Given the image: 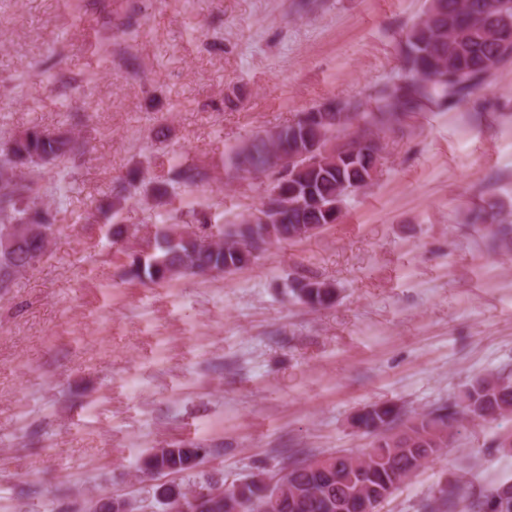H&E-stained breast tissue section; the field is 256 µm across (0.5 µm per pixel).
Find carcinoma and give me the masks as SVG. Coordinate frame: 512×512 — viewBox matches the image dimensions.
I'll use <instances>...</instances> for the list:
<instances>
[{
    "instance_id": "cac0c4a2",
    "label": "carcinoma",
    "mask_w": 512,
    "mask_h": 512,
    "mask_svg": "<svg viewBox=\"0 0 512 512\" xmlns=\"http://www.w3.org/2000/svg\"><path fill=\"white\" fill-rule=\"evenodd\" d=\"M511 59L512 0H427L424 18L405 34L399 82L381 91L379 111L360 112L350 101L330 100L282 126L284 139L277 146L257 136L226 149L225 166L236 175L265 174L277 147L318 150L336 137L338 112L358 122L359 138L380 133L384 125L427 102L445 104L465 97L493 72L490 62L500 66ZM78 150L71 132L36 126L0 144V242L13 241L9 251H0V290L10 288L22 270L44 256L55 233L56 211L26 173L60 163ZM170 174V183L194 184L207 177L198 167H177ZM375 177L372 158L361 148L317 167L295 164L288 180L269 185L263 196L260 206L267 209L271 223L257 225V236H252L245 216L238 227L218 231L219 240L209 244L196 233L162 224L145 245L125 253L124 276L141 284H161L187 274L239 270L255 260L264 245L308 238L336 223L345 198ZM166 183L150 188L154 200L167 196ZM136 186L133 176L113 189V215L121 213L126 193ZM292 292L311 307H327L336 295L334 288L319 281L311 288L301 284ZM509 412L512 380L501 377L478 379L453 401L406 419L395 403L372 404L354 417L355 426L373 437L365 457L329 456L324 464L315 456L292 461L284 468L288 492L276 499L252 474L226 487L224 512H262L263 506L270 512H362V498L382 503L425 462L439 456L461 421ZM199 463L196 449L189 448L176 456H149L143 467L161 464L186 473ZM505 486L492 485L473 498L464 485L449 483L428 508L443 512L463 501V512H512V499L500 496Z\"/></svg>"
}]
</instances>
